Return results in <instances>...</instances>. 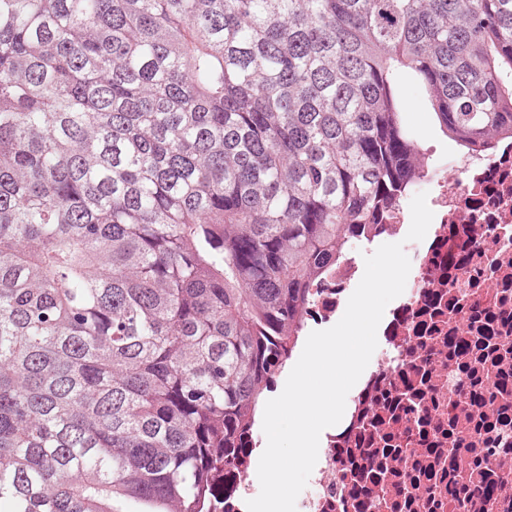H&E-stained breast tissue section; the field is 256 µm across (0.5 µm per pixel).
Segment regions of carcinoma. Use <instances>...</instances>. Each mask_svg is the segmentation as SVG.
<instances>
[{"label":"carcinoma","instance_id":"1","mask_svg":"<svg viewBox=\"0 0 512 512\" xmlns=\"http://www.w3.org/2000/svg\"><path fill=\"white\" fill-rule=\"evenodd\" d=\"M512 136V0H0V512H225L310 288Z\"/></svg>","mask_w":512,"mask_h":512}]
</instances>
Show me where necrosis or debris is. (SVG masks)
Segmentation results:
<instances>
[{"instance_id": "4bbe7bcc", "label": "necrosis or debris", "mask_w": 512, "mask_h": 512, "mask_svg": "<svg viewBox=\"0 0 512 512\" xmlns=\"http://www.w3.org/2000/svg\"><path fill=\"white\" fill-rule=\"evenodd\" d=\"M381 352L327 432L297 512H512V138L456 153ZM361 268L338 261L304 331L336 324ZM226 482L228 512L260 487L252 454Z\"/></svg>"}]
</instances>
